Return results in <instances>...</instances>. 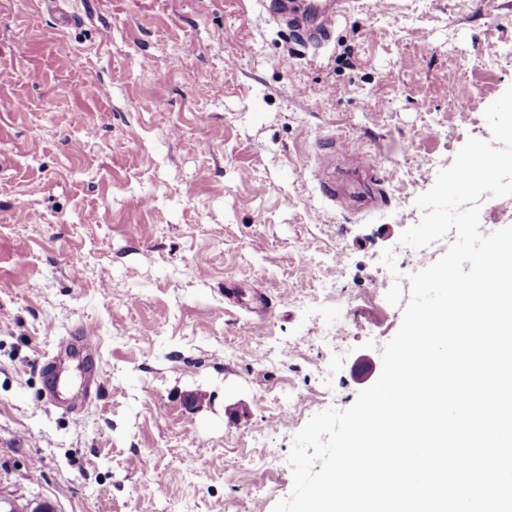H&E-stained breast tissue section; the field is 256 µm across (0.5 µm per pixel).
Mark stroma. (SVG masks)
Listing matches in <instances>:
<instances>
[{
    "mask_svg": "<svg viewBox=\"0 0 512 512\" xmlns=\"http://www.w3.org/2000/svg\"><path fill=\"white\" fill-rule=\"evenodd\" d=\"M511 86L512 0H355L317 49L258 0H0V500L272 512L296 433L379 378L416 199ZM335 143L378 208L323 197ZM84 325L71 413L41 365Z\"/></svg>",
    "mask_w": 512,
    "mask_h": 512,
    "instance_id": "1",
    "label": "stroma"
}]
</instances>
